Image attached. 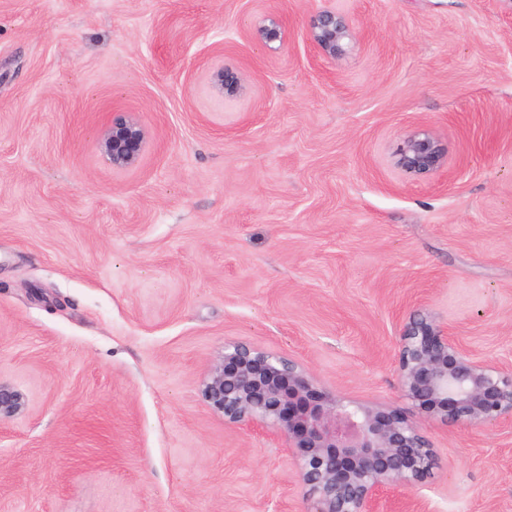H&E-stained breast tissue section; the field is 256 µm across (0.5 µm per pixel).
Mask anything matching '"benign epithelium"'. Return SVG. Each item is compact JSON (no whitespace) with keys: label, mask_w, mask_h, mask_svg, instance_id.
I'll return each instance as SVG.
<instances>
[{"label":"benign epithelium","mask_w":512,"mask_h":512,"mask_svg":"<svg viewBox=\"0 0 512 512\" xmlns=\"http://www.w3.org/2000/svg\"><path fill=\"white\" fill-rule=\"evenodd\" d=\"M310 39L323 56L345 54L352 39L348 16L332 8L318 11ZM212 81L228 95L240 84L230 66L214 71ZM145 137L138 119L114 112L100 151L112 168H133ZM395 157L396 167L411 176L430 175L447 161L440 142L424 129L406 136ZM397 373L402 395L416 409L412 417L389 403L338 396L320 388L305 365L234 343L224 347L201 395L224 423L283 439L309 512H378L386 494L430 475L435 455L429 426L512 423V362L478 357L429 313L415 314L404 326ZM24 408L23 395L0 384V421Z\"/></svg>","instance_id":"obj_1"}]
</instances>
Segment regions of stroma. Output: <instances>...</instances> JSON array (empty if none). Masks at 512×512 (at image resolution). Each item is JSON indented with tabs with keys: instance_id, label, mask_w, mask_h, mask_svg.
I'll return each instance as SVG.
<instances>
[{
	"instance_id": "stroma-1",
	"label": "stroma",
	"mask_w": 512,
	"mask_h": 512,
	"mask_svg": "<svg viewBox=\"0 0 512 512\" xmlns=\"http://www.w3.org/2000/svg\"><path fill=\"white\" fill-rule=\"evenodd\" d=\"M325 8L337 58L307 39ZM116 112L147 131L127 170L99 150ZM419 128L448 158L425 177L394 165ZM420 311L512 361V0H0V383L26 403L0 512H308L202 382L240 342L411 416ZM428 436L380 512H512V426ZM349 18L336 9L326 8L314 16L310 39L316 51L326 57L336 58L346 53L352 39Z\"/></svg>"
}]
</instances>
